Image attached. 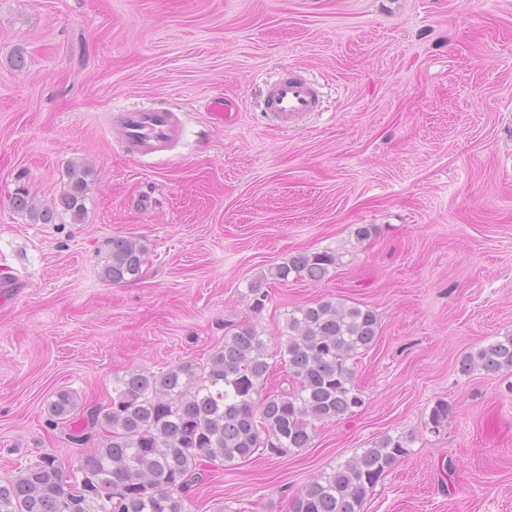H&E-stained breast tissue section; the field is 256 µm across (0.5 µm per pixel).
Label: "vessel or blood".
Segmentation results:
<instances>
[{"mask_svg":"<svg viewBox=\"0 0 512 512\" xmlns=\"http://www.w3.org/2000/svg\"><path fill=\"white\" fill-rule=\"evenodd\" d=\"M320 98L319 87L290 66L266 85L262 104L272 126L291 128L318 111ZM117 126L122 149L134 159L166 154L182 132L177 112L151 106L120 110Z\"/></svg>","mask_w":512,"mask_h":512,"instance_id":"1","label":"vessel or blood"}]
</instances>
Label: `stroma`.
<instances>
[{"label": "stroma", "mask_w": 512, "mask_h": 512, "mask_svg": "<svg viewBox=\"0 0 512 512\" xmlns=\"http://www.w3.org/2000/svg\"><path fill=\"white\" fill-rule=\"evenodd\" d=\"M288 66L325 84L326 109L276 128L260 103ZM150 103L182 135L139 161L114 116ZM73 163L81 222L15 208L20 189L53 204ZM115 236L146 246L139 280L101 278ZM325 249L342 255L329 276L269 281L250 307L251 281ZM5 276L20 287L0 305V476L80 453L49 424L54 392L90 407L129 367L206 359L233 322L276 350L295 307L331 299L379 317L364 406L308 448L206 472L187 512H289L386 434L410 453L363 512H512V372L459 369L512 334V0H0Z\"/></svg>", "instance_id": "35a3bbf8"}]
</instances>
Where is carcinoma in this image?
I'll use <instances>...</instances> for the list:
<instances>
[{"label": "carcinoma", "instance_id": "cac0c4a2", "mask_svg": "<svg viewBox=\"0 0 512 512\" xmlns=\"http://www.w3.org/2000/svg\"><path fill=\"white\" fill-rule=\"evenodd\" d=\"M88 170L72 166L68 188L54 206L41 207L22 191L14 204L49 223L55 208L81 216ZM101 276L113 284L140 279L146 248L114 237ZM334 251L299 252L250 284L247 297L260 311L267 279L290 275L320 281L339 264ZM378 315L358 305L321 300L288 314L275 354L253 323L226 327L224 345L205 361L188 360L159 372L139 367L112 379V395L83 415L73 396L59 391L48 402L52 426L68 440L93 443L65 465L44 453L10 478L0 477V512H185L191 484L203 467L222 469L260 455L310 446L316 424L338 420L364 405L355 360L377 341ZM288 366L292 389L269 392L272 356ZM460 370L512 372V334L459 360ZM450 407H432L426 429L440 434ZM409 453L408 440L385 435L360 455L320 475L294 498L291 512H361L380 479Z\"/></svg>", "mask_w": 512, "mask_h": 512}]
</instances>
